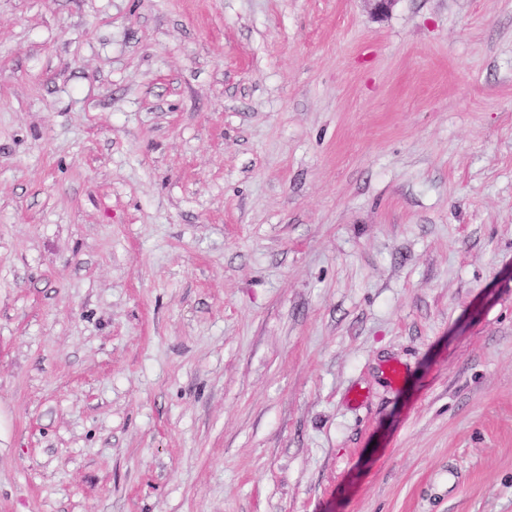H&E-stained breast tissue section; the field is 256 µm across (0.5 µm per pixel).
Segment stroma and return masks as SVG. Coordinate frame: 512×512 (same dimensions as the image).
I'll list each match as a JSON object with an SVG mask.
<instances>
[{
	"mask_svg": "<svg viewBox=\"0 0 512 512\" xmlns=\"http://www.w3.org/2000/svg\"><path fill=\"white\" fill-rule=\"evenodd\" d=\"M0 512H512V0H0Z\"/></svg>",
	"mask_w": 512,
	"mask_h": 512,
	"instance_id": "35a3bbf8",
	"label": "stroma"
}]
</instances>
